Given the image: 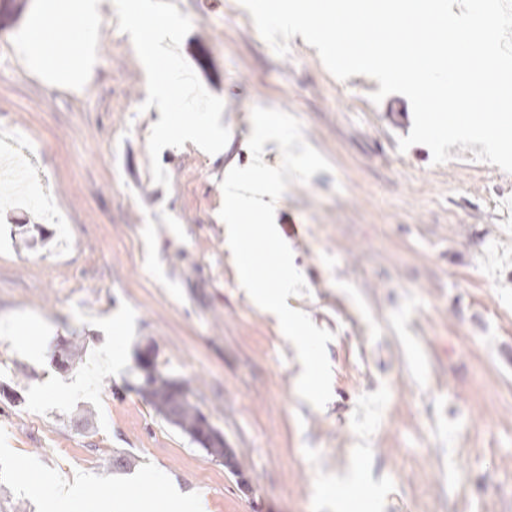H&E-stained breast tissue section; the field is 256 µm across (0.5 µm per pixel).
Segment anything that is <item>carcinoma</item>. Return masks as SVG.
Returning <instances> with one entry per match:
<instances>
[{
    "mask_svg": "<svg viewBox=\"0 0 512 512\" xmlns=\"http://www.w3.org/2000/svg\"><path fill=\"white\" fill-rule=\"evenodd\" d=\"M145 372L144 381L139 387L155 408L174 426L198 442L202 432L201 424L205 415L191 401V390L183 383L168 379L155 371L154 363L140 365ZM213 437L204 446L209 455L216 459L224 458V435L216 428H211Z\"/></svg>",
    "mask_w": 512,
    "mask_h": 512,
    "instance_id": "1",
    "label": "carcinoma"
}]
</instances>
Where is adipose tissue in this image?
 Wrapping results in <instances>:
<instances>
[{"mask_svg": "<svg viewBox=\"0 0 512 512\" xmlns=\"http://www.w3.org/2000/svg\"><path fill=\"white\" fill-rule=\"evenodd\" d=\"M90 8L89 0H72L66 6L59 0H44L46 21L26 33V48L36 51L50 70L55 67V55L80 57L83 42L80 30ZM63 29L69 32L70 37L62 42L58 36ZM55 486V505L63 512H150L151 509L150 504L137 494L115 501L93 495V480L85 474L56 477Z\"/></svg>", "mask_w": 512, "mask_h": 512, "instance_id": "1", "label": "adipose tissue"}]
</instances>
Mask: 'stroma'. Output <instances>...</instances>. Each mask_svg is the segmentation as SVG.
<instances>
[{
	"label": "stroma",
	"mask_w": 512,
	"mask_h": 512,
	"mask_svg": "<svg viewBox=\"0 0 512 512\" xmlns=\"http://www.w3.org/2000/svg\"><path fill=\"white\" fill-rule=\"evenodd\" d=\"M180 51L227 110L279 109L331 163L292 183L275 212L329 330L332 397L297 392L302 366L239 288L224 245L221 183L251 161L249 131L222 153L165 148L154 182L141 111L147 79L114 11L84 22V57L46 69L25 47L0 58V120L31 168L0 182V512H50V478L96 474L98 492L152 464L204 512H331L318 488L362 460V512H512V174L449 149L399 151L405 96L373 103L333 77L302 36L277 56L239 0H178ZM41 0H0V36L42 20ZM81 353L68 368L64 343ZM185 382L234 448L238 474L137 389L139 350ZM42 479L19 483L14 456Z\"/></svg>",
	"instance_id": "obj_1"
}]
</instances>
